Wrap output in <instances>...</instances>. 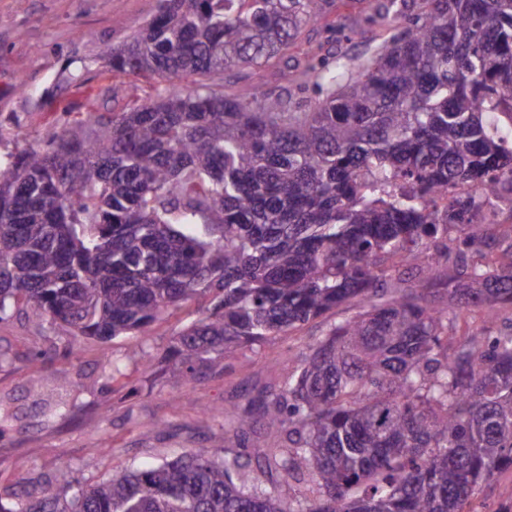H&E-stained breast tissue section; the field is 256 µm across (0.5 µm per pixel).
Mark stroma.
<instances>
[{
  "label": "stroma",
  "mask_w": 512,
  "mask_h": 512,
  "mask_svg": "<svg viewBox=\"0 0 512 512\" xmlns=\"http://www.w3.org/2000/svg\"><path fill=\"white\" fill-rule=\"evenodd\" d=\"M378 0H315L312 20L286 50L254 66L225 71L228 94L295 92L314 58L370 55L364 20ZM159 0H0V153L44 144L68 114L120 111L156 83L107 72L102 48L122 45L157 11ZM360 309L352 302L287 335L227 353L224 371L174 385L168 350L202 318L201 301L181 303L146 336L85 340L68 354L64 330L25 312L0 319V503L17 488L38 495L45 484L69 496L133 466L190 449L212 450L234 436L260 388L280 383L310 354L327 327ZM125 373L109 382L108 362Z\"/></svg>",
  "instance_id": "stroma-1"
}]
</instances>
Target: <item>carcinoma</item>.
Returning <instances> with one entry per match:
<instances>
[{"label":"carcinoma","instance_id":"obj_1","mask_svg":"<svg viewBox=\"0 0 512 512\" xmlns=\"http://www.w3.org/2000/svg\"><path fill=\"white\" fill-rule=\"evenodd\" d=\"M312 0H160L108 70L161 82L119 112H88L0 154V320L16 308L87 338L149 335L179 303L206 315L175 339L181 379L224 372L231 347L264 344L352 300L256 414L278 433L253 461L188 452L79 489H24L0 512H476L512 469V327L448 350V308L512 304V261L440 273L501 248L479 206L439 216L450 183L480 198L512 180V0H386L379 43L307 66L319 93L226 94L224 71L281 53ZM191 79V84L183 80ZM401 177L408 188L386 190ZM281 482L311 485L292 501Z\"/></svg>","mask_w":512,"mask_h":512}]
</instances>
